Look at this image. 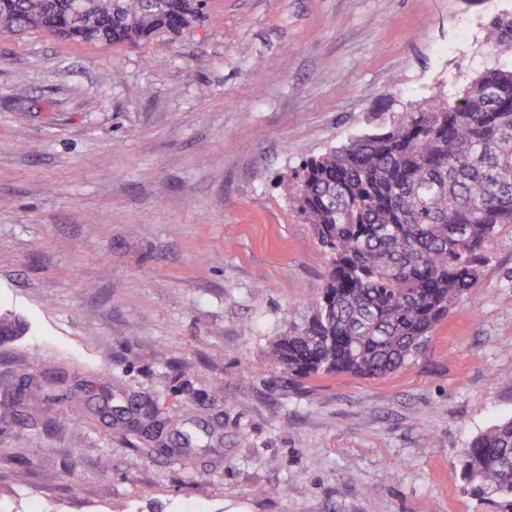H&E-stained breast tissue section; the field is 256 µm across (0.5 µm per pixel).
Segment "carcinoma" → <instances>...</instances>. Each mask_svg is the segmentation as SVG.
Listing matches in <instances>:
<instances>
[{
	"instance_id": "cac0c4a2",
	"label": "carcinoma",
	"mask_w": 512,
	"mask_h": 512,
	"mask_svg": "<svg viewBox=\"0 0 512 512\" xmlns=\"http://www.w3.org/2000/svg\"><path fill=\"white\" fill-rule=\"evenodd\" d=\"M65 2L13 0L0 32L65 25L68 40L114 45L196 24L185 0H91L82 24L56 10ZM490 40L512 52V16L493 21ZM294 199L329 269L310 316L271 359L304 378L394 372L475 287L486 243L512 224V60L303 160ZM459 476L473 498L512 512V418L471 441Z\"/></svg>"
}]
</instances>
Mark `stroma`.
I'll return each mask as SVG.
<instances>
[{
    "instance_id": "1",
    "label": "stroma",
    "mask_w": 512,
    "mask_h": 512,
    "mask_svg": "<svg viewBox=\"0 0 512 512\" xmlns=\"http://www.w3.org/2000/svg\"><path fill=\"white\" fill-rule=\"evenodd\" d=\"M508 13L206 0L135 46L0 33V312L26 324L0 344V512H492L455 469L512 417V226L390 375L298 380L268 352L328 271L291 174L492 64Z\"/></svg>"
}]
</instances>
